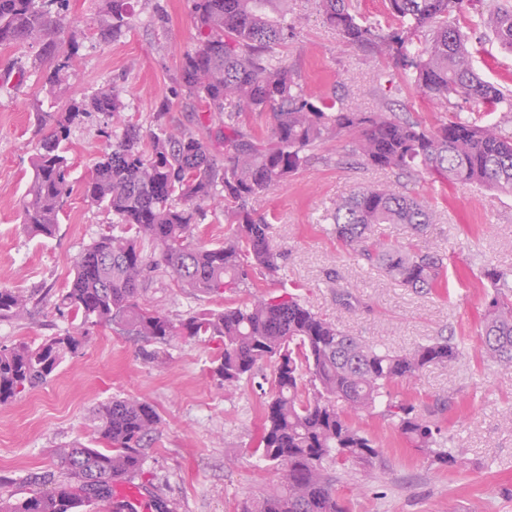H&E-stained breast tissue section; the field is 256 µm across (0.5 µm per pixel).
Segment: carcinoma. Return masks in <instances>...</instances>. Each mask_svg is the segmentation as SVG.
I'll list each match as a JSON object with an SVG mask.
<instances>
[{"label": "carcinoma", "mask_w": 512, "mask_h": 512, "mask_svg": "<svg viewBox=\"0 0 512 512\" xmlns=\"http://www.w3.org/2000/svg\"><path fill=\"white\" fill-rule=\"evenodd\" d=\"M70 0H0V49L25 45L33 64L51 61L45 76L60 105L39 113L42 136L32 176L22 197V224L34 237L56 234L71 191L68 142L71 127L91 112L119 125L112 145L94 164L83 192L112 213L118 234H100L73 259V276L60 305L73 330L39 344L0 346V406L45 385L85 344L89 330L115 325L145 342L174 339L216 346L211 378L234 391L252 384L264 401L255 452L285 472L284 486L242 512H346L327 467L367 464L378 455L374 439L355 426L378 404L411 447L444 467L457 460L438 448L437 425L409 402L392 399V384L414 378L430 365L448 366L456 346L441 338L394 355L365 343L315 313L297 294H254L249 301L174 320L148 298L157 277L207 295L236 294L254 279L279 277L278 256L260 202L314 159L332 138L347 137L363 164L396 178L426 173L440 182L476 184L512 195V133L498 123L479 125L454 112L426 128L395 115L358 112L339 101L317 102L275 55L293 27L268 11L271 0H191L197 45L181 56L174 99L190 111L202 105L224 124V157L211 150V130L168 125L170 104H161L149 126L127 120L118 92L104 89L79 98L69 77L84 33L68 26ZM467 0H388L398 27L387 34L360 12L358 0H317L324 22L354 46L391 57L414 88L442 108L461 98L478 111L512 112V91L481 79L472 67L471 39L448 14ZM131 0H103L94 19L99 41L115 40L129 27ZM487 25L512 52V7L487 5ZM244 112H267L270 126L259 138L242 127ZM224 213V241L204 239L200 224ZM332 234L355 255L407 288L447 286L444 258L412 242L369 238L375 224H405L427 234L431 206L394 184L364 187L336 201ZM481 278L491 294L481 319L480 353L512 369V285L509 274L486 267ZM30 314V298L0 288V320ZM272 368L270 374L263 366ZM92 448L74 441L54 449L66 471L44 487L11 500L0 512H98L112 504V484L143 472L144 441L161 418L149 403L114 398L93 410Z\"/></svg>", "instance_id": "carcinoma-1"}]
</instances>
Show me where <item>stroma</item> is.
<instances>
[{
	"mask_svg": "<svg viewBox=\"0 0 512 512\" xmlns=\"http://www.w3.org/2000/svg\"><path fill=\"white\" fill-rule=\"evenodd\" d=\"M133 4L132 25L118 41L83 42L70 81L83 94L116 89L126 114L147 124L171 97L179 58L194 47L197 30L189 0ZM285 9L295 35L278 55L309 94L336 96L362 111L393 113L426 127L446 120L444 109L404 82L390 57L351 46L324 24L315 0H287ZM459 23L479 42L474 71L512 90V53L488 28L466 17ZM52 109L38 71L29 69L21 82L0 68V288L36 297L31 315L0 321V346L70 329L57 302L72 277V261L112 228L111 213L82 193L112 142L111 119L94 112L71 132L72 192L55 236L25 231L20 200L38 146L34 116ZM316 154L260 206L282 255L279 279L261 281V289H287L344 331L397 354L442 337L459 352L452 366L426 367L392 389L394 400L414 403L438 423V439L459 466L438 468L377 407L356 424L376 440L379 455L367 466L337 468V494L349 512H512V371L481 359L477 350L488 291L481 270H512V196L446 185L426 174L404 179L405 189L435 210L423 245L446 255L448 264L447 288L415 290L354 258L330 233L337 198L389 182L390 174L362 164L343 137ZM342 294L350 295V306L339 304ZM151 295L175 317L223 305L216 296L170 289L163 279ZM214 355L204 342L177 339L156 348L112 327L92 328L85 347L48 384L0 407V478L8 481L0 494L26 496L31 475L59 471L53 448L93 442V409L115 398L147 401L161 416L146 442L144 473L129 483L143 495L144 512H241L246 500L272 492L285 477L254 451L262 401L251 386L228 392L213 380L208 369ZM440 398L446 407H437Z\"/></svg>",
	"mask_w": 512,
	"mask_h": 512,
	"instance_id": "stroma-1",
	"label": "stroma"
}]
</instances>
